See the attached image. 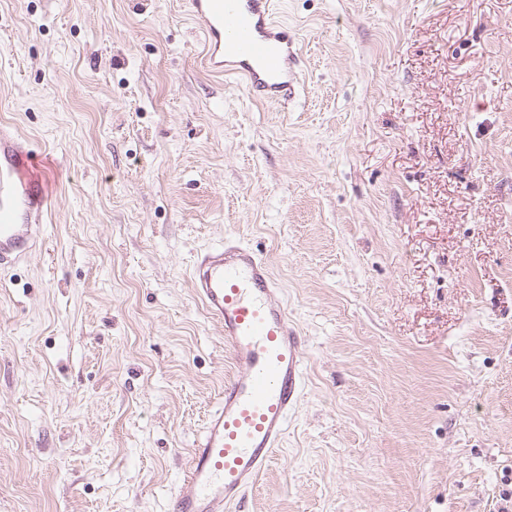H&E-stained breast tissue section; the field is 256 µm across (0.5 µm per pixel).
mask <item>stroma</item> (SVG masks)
I'll return each mask as SVG.
<instances>
[{"instance_id":"1","label":"stroma","mask_w":512,"mask_h":512,"mask_svg":"<svg viewBox=\"0 0 512 512\" xmlns=\"http://www.w3.org/2000/svg\"><path fill=\"white\" fill-rule=\"evenodd\" d=\"M182 3L0 0L54 200L0 273V512H170L234 371L190 283L229 237L306 349L244 512H512V0H277L286 103Z\"/></svg>"}]
</instances>
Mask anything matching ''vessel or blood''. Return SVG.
I'll use <instances>...</instances> for the list:
<instances>
[{
    "mask_svg": "<svg viewBox=\"0 0 512 512\" xmlns=\"http://www.w3.org/2000/svg\"><path fill=\"white\" fill-rule=\"evenodd\" d=\"M203 34L202 60L218 76L241 79L254 98H294L295 39L273 0H185ZM10 126H0V271L21 263L43 233L52 206L46 178ZM192 283L224 332L235 372L194 442L172 512H232L251 491L288 428L303 389L304 338L288 316L264 258L228 238L197 254Z\"/></svg>",
    "mask_w": 512,
    "mask_h": 512,
    "instance_id": "vessel-or-blood-1",
    "label": "vessel or blood"
}]
</instances>
